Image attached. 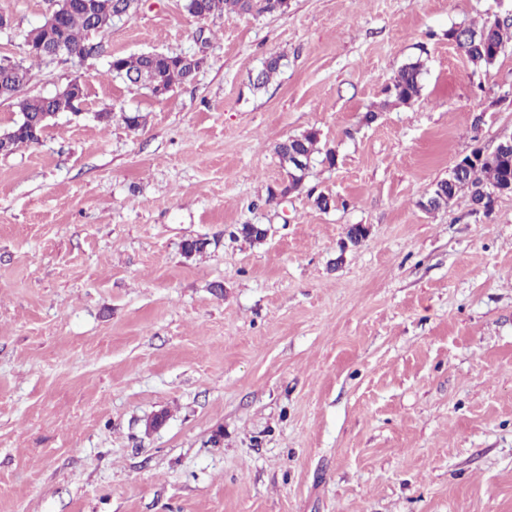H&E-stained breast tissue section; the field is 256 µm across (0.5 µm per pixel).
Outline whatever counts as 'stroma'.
Returning a JSON list of instances; mask_svg holds the SVG:
<instances>
[{
    "instance_id": "35a3bbf8",
    "label": "stroma",
    "mask_w": 512,
    "mask_h": 512,
    "mask_svg": "<svg viewBox=\"0 0 512 512\" xmlns=\"http://www.w3.org/2000/svg\"><path fill=\"white\" fill-rule=\"evenodd\" d=\"M289 3L141 0L105 55L33 65L24 95L87 98L0 155V512H512V193L419 206L512 135V43L448 39L512 0ZM53 6L0 0V58ZM150 51L207 63L163 99L109 75ZM414 61L420 97L386 104ZM311 128L336 165L270 198ZM273 1L279 0H183V10L194 17L205 15L209 19L222 17L224 13H238L252 16H264L283 11H273Z\"/></svg>"
}]
</instances>
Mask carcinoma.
<instances>
[{"instance_id": "cac0c4a2", "label": "carcinoma", "mask_w": 512, "mask_h": 512, "mask_svg": "<svg viewBox=\"0 0 512 512\" xmlns=\"http://www.w3.org/2000/svg\"><path fill=\"white\" fill-rule=\"evenodd\" d=\"M94 8L87 11L81 0H70L59 26L52 29L64 54L70 59L82 60L93 52L89 48L88 33L103 31L112 26L115 15L126 18L135 15L140 0H93ZM183 10L190 16L205 15L210 19L226 13L264 16L273 13V0H183ZM512 42V18H489L477 29H468L467 36L458 43V49L474 63H489V49L492 45L505 46ZM25 57L13 60L10 67H0V91L13 101L17 112L27 121H15L6 131L0 133V150L13 152L17 148L40 141L51 117L48 113L56 110L69 112L72 101L64 93L54 99L46 96L27 97L21 95L25 81L31 78V69L26 60L44 62L46 56L39 51H24ZM282 57L268 59L251 76L253 87H266L280 71ZM108 72L115 80L135 85L154 93L159 85L172 89L193 80L197 64L190 56L169 54L165 57L151 52L137 55H112ZM423 65L416 61L401 67L386 87L388 99L396 104L408 105L420 97L422 91ZM276 153L279 161L288 159V154L299 153L312 161L323 154V162L333 166L336 162L334 150L320 148V133L310 129L298 136L289 137L278 144ZM512 178V156L486 152L478 155L462 174L453 180L442 179L434 185L431 196L434 202L430 210L435 211L453 201L460 192H468L472 207L486 208L491 197L486 191L498 185L504 177Z\"/></svg>"}]
</instances>
